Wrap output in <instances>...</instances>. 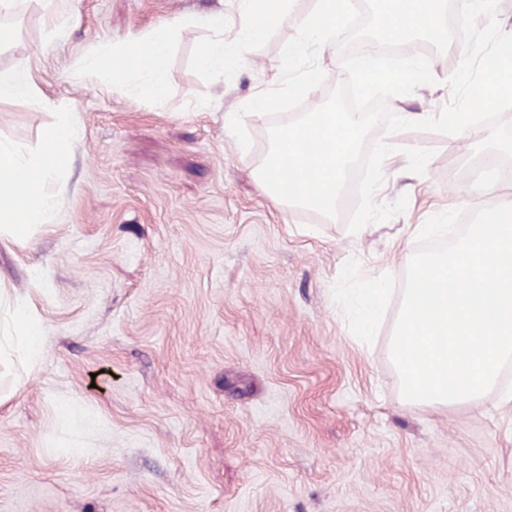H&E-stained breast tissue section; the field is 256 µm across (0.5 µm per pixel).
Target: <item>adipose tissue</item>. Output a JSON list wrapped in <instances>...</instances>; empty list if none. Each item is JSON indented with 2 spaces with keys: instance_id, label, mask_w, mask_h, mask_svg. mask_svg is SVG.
Segmentation results:
<instances>
[{
  "instance_id": "adipose-tissue-1",
  "label": "adipose tissue",
  "mask_w": 512,
  "mask_h": 512,
  "mask_svg": "<svg viewBox=\"0 0 512 512\" xmlns=\"http://www.w3.org/2000/svg\"><path fill=\"white\" fill-rule=\"evenodd\" d=\"M239 5L247 19L246 25L230 39L225 38L223 28H216L201 52L200 63L217 84L223 83L225 71L237 67L252 45L267 35L288 11L287 0H280L275 11L267 0H239ZM185 25V18L177 16L131 40L100 42L82 57L81 68L110 81L125 71L138 72L148 93L155 99H164L172 39ZM10 97L25 98L37 110L47 105L41 89L30 78L29 58H20L11 69L0 70V99ZM80 134L79 122L64 117L44 129L38 151L0 141L1 242L26 244L32 240L36 228L48 230L54 226L60 199L49 193L47 186L59 179L71 146ZM5 313L6 354L33 362L43 340L39 318L26 304L6 306Z\"/></svg>"
}]
</instances>
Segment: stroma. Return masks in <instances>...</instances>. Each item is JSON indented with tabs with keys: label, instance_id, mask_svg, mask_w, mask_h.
I'll return each instance as SVG.
<instances>
[{
	"label": "stroma",
	"instance_id": "stroma-1",
	"mask_svg": "<svg viewBox=\"0 0 512 512\" xmlns=\"http://www.w3.org/2000/svg\"><path fill=\"white\" fill-rule=\"evenodd\" d=\"M292 14L215 84L199 56L238 0H44L14 24L0 69L24 56L50 108L0 100V139L38 150L59 113L81 135L63 170L52 230L0 246V292L34 294L44 342L34 369L0 360V512H512V407L488 399L433 410L404 402L389 342L393 296L372 344L352 337L332 287L344 263L403 279L416 225L482 207L451 167L475 159L470 132L405 131L376 194L404 213L348 229L274 204L255 175L273 122L225 121L278 84ZM168 96L84 75L95 44L170 17ZM462 45L436 55L437 82L390 99L394 114L437 113ZM431 148L425 175L403 148ZM78 409L82 420L61 419Z\"/></svg>",
	"mask_w": 512,
	"mask_h": 512
}]
</instances>
